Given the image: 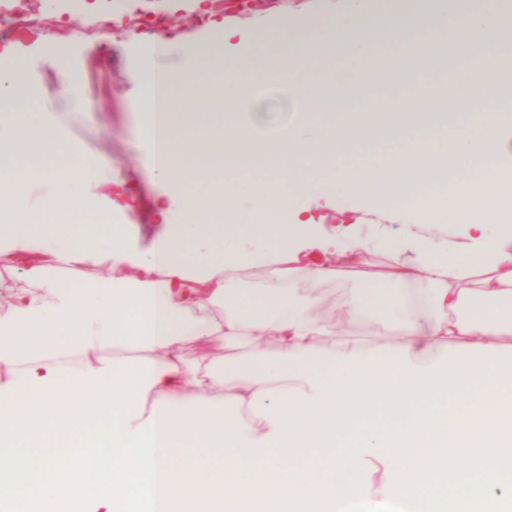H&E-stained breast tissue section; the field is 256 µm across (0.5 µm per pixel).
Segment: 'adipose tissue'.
<instances>
[{
  "mask_svg": "<svg viewBox=\"0 0 512 512\" xmlns=\"http://www.w3.org/2000/svg\"><path fill=\"white\" fill-rule=\"evenodd\" d=\"M375 15L366 0H336L324 18L292 19L246 32L224 20L184 49L178 70H221L224 91L213 100L221 123L214 147L200 155L189 135L190 91L175 93L172 46L157 36L142 130L160 174L190 182L210 172L208 189L184 199V221L161 223L142 247L132 213L102 219L96 201L71 188L108 176L96 160L77 155L62 132L40 115L20 110L35 101L24 62L0 63V414L29 394L58 392L110 361L104 348L143 349L155 366L144 400L161 412L155 424L156 480L171 494L227 486L254 498L276 478L325 456L286 451L263 454L258 479L234 458L199 462L175 441L170 409L207 405L222 426L242 421L247 441H266L275 424L266 409L297 394L314 396L315 378L346 374L351 366H435L444 355L501 349L512 337V14L505 0H383ZM272 79L289 77L293 99L305 105L308 138L271 141L244 136L234 123L252 89L241 79L256 59ZM319 59L346 75L333 83L307 79ZM373 70L395 81L397 96L367 98L355 111L352 77ZM442 72L421 85L417 75ZM335 107L323 114V104ZM53 183L52 205L30 192ZM357 185L374 213L403 209L439 214L460 224L445 239L416 224L392 235L375 224L323 230L291 199L311 186ZM250 206L243 224L224 221L240 196ZM385 260L382 273L343 289L335 318L323 316L322 287L356 272L364 254ZM367 322L383 338L374 348H322L334 323ZM249 345L233 368L215 363L206 346ZM223 384L224 394L212 393ZM512 409V388L476 398L466 410L443 407L448 425L475 430L479 417Z\"/></svg>",
  "mask_w": 512,
  "mask_h": 512,
  "instance_id": "ef3b65f1",
  "label": "adipose tissue"
}]
</instances>
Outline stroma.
<instances>
[{"mask_svg": "<svg viewBox=\"0 0 512 512\" xmlns=\"http://www.w3.org/2000/svg\"><path fill=\"white\" fill-rule=\"evenodd\" d=\"M41 10L58 20L57 33L19 34L0 54L22 59L40 97L30 103L74 142L81 156L107 163L108 182L75 187L74 196L93 197L114 207L136 206L141 242L150 245L157 231V210L169 223L181 221L189 187L160 176L150 167V143L139 124L148 76L150 41L129 27L131 17L165 19L164 30L179 43L202 38L223 13L174 7L167 0H39ZM248 112L261 115V131L287 133L295 120L286 83L254 74ZM295 208L323 224H337L351 212H366L368 197L355 188L318 184L293 198Z\"/></svg>", "mask_w": 512, "mask_h": 512, "instance_id": "obj_1", "label": "stroma"}]
</instances>
